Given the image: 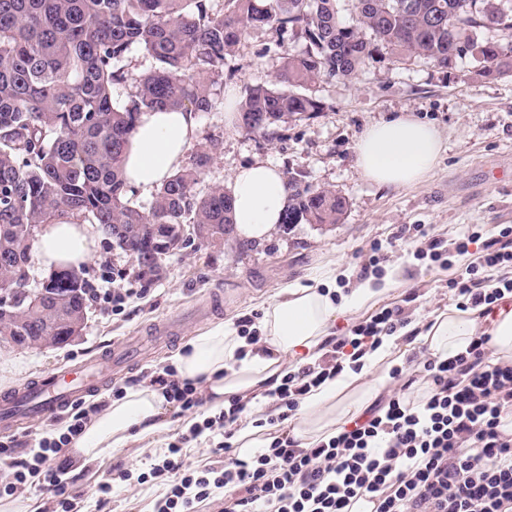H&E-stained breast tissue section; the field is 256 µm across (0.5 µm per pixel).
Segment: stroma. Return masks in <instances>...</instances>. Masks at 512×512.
Masks as SVG:
<instances>
[{"mask_svg": "<svg viewBox=\"0 0 512 512\" xmlns=\"http://www.w3.org/2000/svg\"><path fill=\"white\" fill-rule=\"evenodd\" d=\"M303 46L293 35L265 27L251 30L230 60L236 68L233 86L241 93L247 86L274 80L284 54ZM312 90L323 112L280 126L271 136L227 128L220 112L199 114L197 145L216 137L220 148L197 188L204 192L230 186L238 168L266 161L345 198L340 223L278 225L259 243L235 236L221 243L194 239L167 257L161 276L152 280L138 276L134 260L108 235L99 234L82 276L120 289L124 303L116 310L104 302L88 303L81 334L60 348L0 344V396L60 366L101 354L127 337H147L159 319H181L182 333L156 345L149 361L129 366L121 378L108 379L98 397L111 400L113 387H130L150 370L170 364L192 336L222 323L260 320L281 289L309 284L329 267L336 268V286L344 295L367 281L381 284L396 278V287L381 296L377 307H402L411 323L457 305L449 281L482 252L484 243L512 225V78L476 76L468 56L441 68L415 55L397 59L385 53L353 78L322 79ZM401 112L435 125L445 150L421 184L384 189L363 178L354 163V148L367 126ZM404 224L424 225L429 237L447 242L472 232L479 241L467 255L451 256L443 266L416 258L420 238L395 241ZM377 246L387 259L380 273L364 275L362 268ZM196 420V414L169 407L163 426L153 434L110 450L99 461L75 464L72 490L80 495L85 512H154L160 488L153 483L114 486L105 501L98 487L115 468L135 475L148 471L151 457L164 452Z\"/></svg>", "mask_w": 512, "mask_h": 512, "instance_id": "obj_1", "label": "stroma"}]
</instances>
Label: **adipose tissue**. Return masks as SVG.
<instances>
[{
	"mask_svg": "<svg viewBox=\"0 0 512 512\" xmlns=\"http://www.w3.org/2000/svg\"><path fill=\"white\" fill-rule=\"evenodd\" d=\"M198 132L193 111L142 113L125 154L128 184L143 192L155 189L180 168ZM443 150L442 134L434 125L403 113L370 124L355 146L354 162L375 185L402 189L423 182ZM232 198L238 237L263 241L288 207L286 177L265 161L243 166L233 176ZM95 246L90 225L64 222L44 225L33 252L44 270L77 269L90 260ZM335 280L330 272L324 283L283 289L263 312L256 345L246 346L244 338L224 324L195 336L173 358L178 379L201 381L212 410L223 409L225 397L238 395L251 399V411L262 412L263 393L275 389L287 373L321 359L339 316L375 304L383 291L395 286L391 280L379 289L364 284L336 300L327 289ZM484 330L491 336L494 361L512 362V306L501 308L488 321L472 307L446 308L430 318L416 340L441 361L465 351L472 337ZM241 349L246 352L242 358L237 355ZM408 351L394 337H386L380 347L364 354L361 371L343 369L312 388L286 424L290 434L310 446L365 414L386 388L391 367L403 362ZM168 407L154 387L127 389L92 419L73 456L89 463L154 432Z\"/></svg>",
	"mask_w": 512,
	"mask_h": 512,
	"instance_id": "ef3b65f1",
	"label": "adipose tissue"
}]
</instances>
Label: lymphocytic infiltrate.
<instances>
[{"instance_id":"obj_1","label":"lymphocytic infiltrate","mask_w":512,"mask_h":512,"mask_svg":"<svg viewBox=\"0 0 512 512\" xmlns=\"http://www.w3.org/2000/svg\"><path fill=\"white\" fill-rule=\"evenodd\" d=\"M485 249L479 263L449 283L475 307L512 296V278L472 288L485 273L512 265L506 247L489 243ZM406 323L402 309H382L337 340L321 361L286 376L273 392L276 414L266 420L272 431L250 458L233 452L232 438L248 408L233 395L223 412L202 415L170 444L149 473L120 469L116 479L142 484L152 478L165 485L156 512H199L219 493L222 512H349L351 501L362 497L374 512H512V363H490V337L484 333L452 359L424 361L423 376L431 383L427 398L414 402L393 394L380 412L309 448L274 433L302 396L342 370L344 359L358 361L366 347H378ZM149 384L181 410L199 412L203 405L196 383L177 379L173 367L153 370ZM103 408L100 401L76 403L64 428L44 431L23 455L16 441H0V497L34 485L47 494L45 512H81L66 479L72 461L65 450ZM206 433L224 436L223 464L187 466L184 445Z\"/></svg>"}]
</instances>
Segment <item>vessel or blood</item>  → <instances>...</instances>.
<instances>
[{
    "mask_svg": "<svg viewBox=\"0 0 512 512\" xmlns=\"http://www.w3.org/2000/svg\"><path fill=\"white\" fill-rule=\"evenodd\" d=\"M146 356L138 340L130 339L113 347L111 360L93 357L38 377L0 398V429H11L24 417L55 420L71 405L98 392L109 375H120L131 361Z\"/></svg>",
    "mask_w": 512,
    "mask_h": 512,
    "instance_id": "b4317fda",
    "label": "vessel or blood"
}]
</instances>
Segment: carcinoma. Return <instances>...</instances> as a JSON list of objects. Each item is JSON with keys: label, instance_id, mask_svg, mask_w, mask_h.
Masks as SVG:
<instances>
[{"label": "carcinoma", "instance_id": "1", "mask_svg": "<svg viewBox=\"0 0 512 512\" xmlns=\"http://www.w3.org/2000/svg\"><path fill=\"white\" fill-rule=\"evenodd\" d=\"M269 26L304 39L284 56L270 83L249 86L236 103L249 133L323 111L315 81L350 79L386 50L446 68L471 55L485 78L512 76V40L478 38L480 28L512 33V9L501 0H356L345 19L340 0H0V280L13 294L0 301L12 336L69 334L85 318L86 280L75 269L48 277L59 296L47 313L23 310L27 265L41 224H98L137 263L143 278L159 274L161 245L179 225H201L203 239L233 228L231 193L196 190L218 140L195 149L155 189L149 207L123 177L129 136L143 112L224 109V66L243 37ZM138 48L154 60L135 76L123 62ZM132 86L123 100L115 95ZM282 224H337L346 202L336 193L287 177Z\"/></svg>", "mask_w": 512, "mask_h": 512}]
</instances>
